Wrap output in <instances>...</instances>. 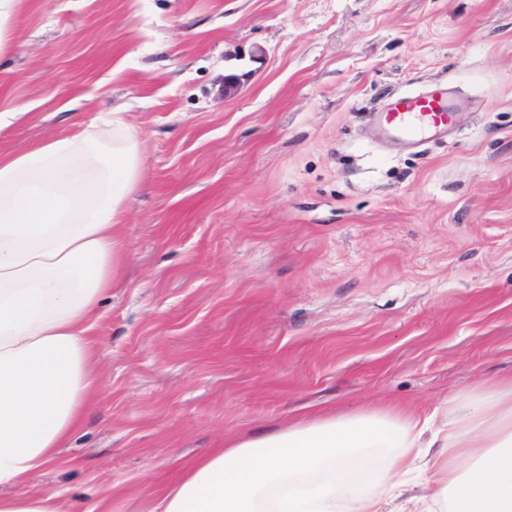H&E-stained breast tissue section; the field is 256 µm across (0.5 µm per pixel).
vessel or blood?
I'll return each mask as SVG.
<instances>
[{"instance_id": "obj_1", "label": "vessel or blood", "mask_w": 512, "mask_h": 512, "mask_svg": "<svg viewBox=\"0 0 512 512\" xmlns=\"http://www.w3.org/2000/svg\"><path fill=\"white\" fill-rule=\"evenodd\" d=\"M456 108L441 90L396 98L379 115L382 134L405 141L425 137L430 132L447 128Z\"/></svg>"}]
</instances>
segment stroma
<instances>
[{
    "instance_id": "35a3bbf8",
    "label": "stroma",
    "mask_w": 512,
    "mask_h": 512,
    "mask_svg": "<svg viewBox=\"0 0 512 512\" xmlns=\"http://www.w3.org/2000/svg\"><path fill=\"white\" fill-rule=\"evenodd\" d=\"M436 84L448 132L373 137ZM21 106L1 153L120 112L145 167L101 388L34 486L59 512H150L307 408L429 412L512 375V0H22L0 111Z\"/></svg>"
}]
</instances>
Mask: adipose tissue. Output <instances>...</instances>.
Listing matches in <instances>:
<instances>
[{"label":"adipose tissue","instance_id":"ef3b65f1","mask_svg":"<svg viewBox=\"0 0 512 512\" xmlns=\"http://www.w3.org/2000/svg\"><path fill=\"white\" fill-rule=\"evenodd\" d=\"M143 181L140 137L118 112L0 153V512H58L55 495L28 488L100 387L91 331ZM444 405L317 413L227 440L152 512H381L387 498L397 512H512V377ZM419 475L422 493L403 498Z\"/></svg>","mask_w":512,"mask_h":512}]
</instances>
